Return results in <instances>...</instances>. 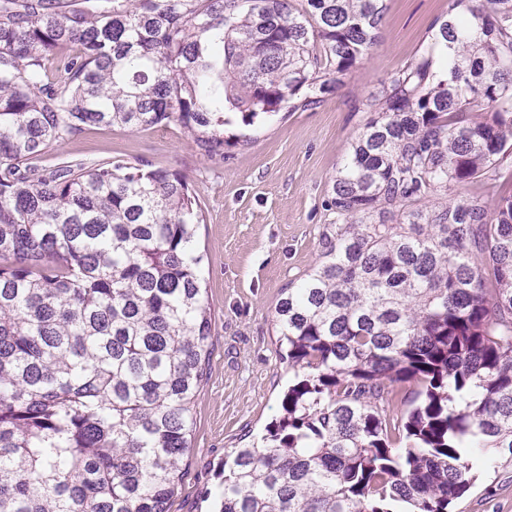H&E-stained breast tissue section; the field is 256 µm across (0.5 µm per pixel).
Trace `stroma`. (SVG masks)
Wrapping results in <instances>:
<instances>
[{
  "label": "stroma",
  "instance_id": "stroma-1",
  "mask_svg": "<svg viewBox=\"0 0 512 512\" xmlns=\"http://www.w3.org/2000/svg\"><path fill=\"white\" fill-rule=\"evenodd\" d=\"M447 0H387L380 44L343 85L297 112L224 127V162L211 164L174 125L141 132L92 127L64 152L118 158L184 175L202 205L203 254L212 347L193 407L191 447L169 512H215L224 456L260 437L283 412L288 364L278 352L275 310L288 285L319 259L320 234L334 223L336 171L362 130L366 100L409 60L444 14ZM454 512H512V465L479 470Z\"/></svg>",
  "mask_w": 512,
  "mask_h": 512
}]
</instances>
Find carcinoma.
I'll list each match as a JSON object with an SVG mask.
<instances>
[{"label":"carcinoma","mask_w":512,"mask_h":512,"mask_svg":"<svg viewBox=\"0 0 512 512\" xmlns=\"http://www.w3.org/2000/svg\"><path fill=\"white\" fill-rule=\"evenodd\" d=\"M385 12L0 0V512H169L207 375L198 196L61 145L174 124L222 163L224 113L314 104ZM365 111L276 308L283 415L231 451L220 512H451L474 465L512 463V0H448Z\"/></svg>","instance_id":"1"}]
</instances>
